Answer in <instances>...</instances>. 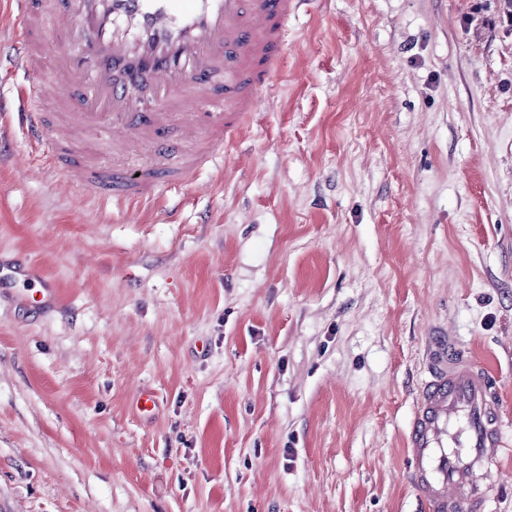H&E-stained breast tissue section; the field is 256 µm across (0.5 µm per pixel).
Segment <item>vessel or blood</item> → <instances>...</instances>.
<instances>
[{
  "mask_svg": "<svg viewBox=\"0 0 512 512\" xmlns=\"http://www.w3.org/2000/svg\"><path fill=\"white\" fill-rule=\"evenodd\" d=\"M307 2L22 0L13 40L28 76L21 120L30 145L67 184L115 201L189 184L273 82L288 19ZM47 28L70 48L45 75ZM51 96L62 111H45ZM103 140L116 155L153 154L130 175L93 159L88 144ZM429 374L408 433L424 512H494L491 475L512 454L494 379L450 336L435 337Z\"/></svg>",
  "mask_w": 512,
  "mask_h": 512,
  "instance_id": "b4317fda",
  "label": "vessel or blood"
}]
</instances>
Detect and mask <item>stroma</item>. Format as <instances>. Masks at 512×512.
Instances as JSON below:
<instances>
[{
	"label": "stroma",
	"instance_id": "35a3bbf8",
	"mask_svg": "<svg viewBox=\"0 0 512 512\" xmlns=\"http://www.w3.org/2000/svg\"><path fill=\"white\" fill-rule=\"evenodd\" d=\"M25 83L0 5L7 111ZM0 140V512H420L437 336L495 377L512 435L499 0H310L222 160L155 200Z\"/></svg>",
	"mask_w": 512,
	"mask_h": 512
}]
</instances>
